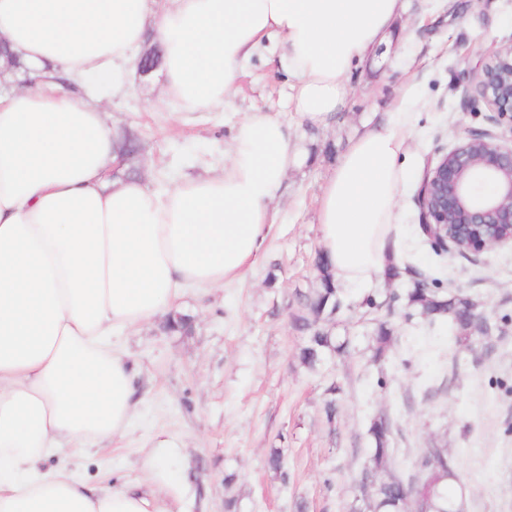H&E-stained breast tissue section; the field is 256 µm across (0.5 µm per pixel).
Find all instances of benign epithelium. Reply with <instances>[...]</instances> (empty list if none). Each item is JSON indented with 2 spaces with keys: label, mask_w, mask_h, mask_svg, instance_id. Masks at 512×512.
Returning a JSON list of instances; mask_svg holds the SVG:
<instances>
[{
  "label": "benign epithelium",
  "mask_w": 512,
  "mask_h": 512,
  "mask_svg": "<svg viewBox=\"0 0 512 512\" xmlns=\"http://www.w3.org/2000/svg\"><path fill=\"white\" fill-rule=\"evenodd\" d=\"M159 64L151 46L136 74L150 76ZM470 99L484 102L497 121L512 122V44L492 52L474 73ZM421 226L431 239L476 257L512 244V144L489 132L473 134L427 168L417 195Z\"/></svg>",
  "instance_id": "obj_1"
}]
</instances>
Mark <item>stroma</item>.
I'll list each match as a JSON object with an SVG mask.
<instances>
[{
  "label": "stroma",
  "mask_w": 512,
  "mask_h": 512,
  "mask_svg": "<svg viewBox=\"0 0 512 512\" xmlns=\"http://www.w3.org/2000/svg\"><path fill=\"white\" fill-rule=\"evenodd\" d=\"M509 44L512 0H406L389 39L355 66L353 92L325 127L289 111L291 79L265 53L253 58L224 110L176 112L156 103L159 73L131 78L116 94L101 91L113 127L140 136L156 184L223 168L227 141L256 108L293 128L307 161L288 179L256 266L222 289L193 288L182 298L181 312L195 318L192 334L169 333L159 317L126 337L143 397L130 436L113 450L62 451L59 461L90 481L137 487L161 512H226L229 499L235 512H367L357 485L374 446L370 421L383 414L389 474L412 479L423 448L435 444L464 475L451 488L463 512H512V247L474 260L436 254L416 203L438 153L474 131L512 139V124L495 123L486 105L466 96L486 55ZM404 98L413 135L399 204L400 275L350 295L325 323L331 335L349 337L348 352L309 369L298 358L306 334L295 318L300 293L317 283L321 188L349 143ZM418 281L476 300L490 336L458 347L447 324L405 318L391 296ZM369 294L378 309L363 306ZM379 320L391 322L394 339L376 363L370 338ZM332 385L340 391L330 418L324 404ZM155 439L175 440L178 450L160 477L149 478L142 463ZM274 448L284 451L279 473L268 465Z\"/></svg>",
  "instance_id": "35a3bbf8"
}]
</instances>
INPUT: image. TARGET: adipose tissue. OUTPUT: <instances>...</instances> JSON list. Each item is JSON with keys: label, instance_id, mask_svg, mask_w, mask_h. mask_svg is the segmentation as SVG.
I'll return each mask as SVG.
<instances>
[{"label": "adipose tissue", "instance_id": "adipose-tissue-1", "mask_svg": "<svg viewBox=\"0 0 512 512\" xmlns=\"http://www.w3.org/2000/svg\"><path fill=\"white\" fill-rule=\"evenodd\" d=\"M403 0H0V45L31 84L0 95V512H152L130 490L47 467L119 441L141 400L117 339L172 311L185 288H220L260 257L275 203L304 152L253 112L221 172L155 187L111 177L116 132L92 87H122L153 41L163 98L225 108L264 42L293 82L292 112L328 124L353 66L393 29ZM80 81L72 94L54 75ZM412 120L399 105L355 138L329 176L317 223L335 287L385 277Z\"/></svg>", "mask_w": 512, "mask_h": 512}]
</instances>
